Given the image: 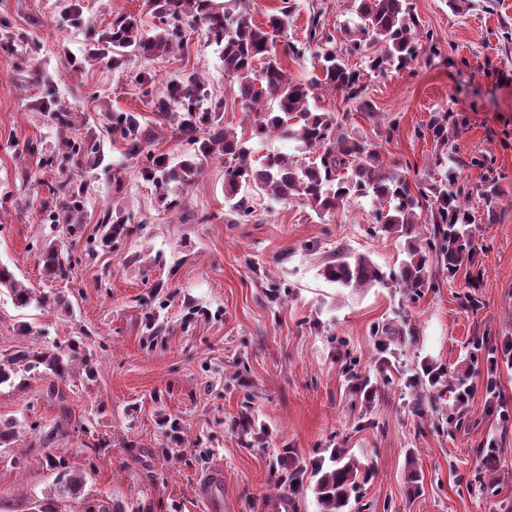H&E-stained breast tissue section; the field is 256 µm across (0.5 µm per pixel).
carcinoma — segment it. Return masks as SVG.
<instances>
[{"label": "carcinoma", "instance_id": "1", "mask_svg": "<svg viewBox=\"0 0 512 512\" xmlns=\"http://www.w3.org/2000/svg\"><path fill=\"white\" fill-rule=\"evenodd\" d=\"M148 7L159 19L151 36L144 34L139 20L132 16L112 19V67H121L132 54L168 51L173 25L189 14L199 15L207 24L208 40L220 50L224 76L236 85L242 110L254 116L252 137L260 145L271 137L286 138L298 151H312L317 157L309 163L281 153L254 157L255 147L224 124L221 102L199 111V103L209 92L203 82L189 77L166 85L156 101L153 125L142 121L136 112L112 113V141L120 143L125 154L144 157L141 174L146 181L159 189L172 182L188 187L205 163L214 158L224 160V202L231 224L252 221L255 192L276 202L305 201L321 218L368 199L376 228L406 238L407 256L398 268L384 271L369 256L339 248L322 269L327 282L344 288L389 282L419 298L442 275L453 285L463 269L468 283L476 286L481 275L480 248L470 230L476 216L469 199L477 195L488 222L494 221L498 186L492 158L482 153L470 156L469 165L485 170L486 175L476 192L464 191L457 176L461 162L457 156L458 122L446 112H435L427 128L416 130L415 136L431 137L442 173L431 184L411 180L410 164L384 165L375 145L349 130V113L325 112L317 106L316 89L324 87L342 93L344 100L372 119L377 113L365 99L361 72L349 65L350 58L364 56L370 71L383 75L411 66L425 47L430 55H439L432 40L421 42L411 0H347L351 18L340 27V41L327 29L323 11L313 13L306 42L288 45V54L301 58L310 51L317 61L320 74L306 83L289 77L277 47V37L285 31L294 10L293 0H286L279 13L270 15L262 25L241 13L242 0H148ZM164 125L174 138L191 146V151L175 162L149 149ZM65 147L66 153L83 155L91 163L100 158L99 145L92 139H67ZM53 194L71 196L62 210L73 216L80 212L71 179L57 183ZM99 227L101 243L107 246L131 235L129 219L119 209L107 211ZM40 252L46 280L72 279L74 264L70 258L63 259L58 242L44 243ZM3 291L18 308L54 306L60 301L54 295L34 296L6 266H0V293ZM84 360L85 353L76 342L66 352L57 347L20 350L0 359V386L36 372L54 385L64 384L71 379L75 363ZM18 434L15 421L0 419V447L13 444ZM45 463L56 474L54 488L52 494L33 499V509L61 512L58 502L80 497L87 477L49 452ZM368 474V466L357 456L334 449L328 459L314 465L318 512H352V502L359 501V489ZM82 502L81 512H128L119 501L110 504L88 496Z\"/></svg>", "mask_w": 512, "mask_h": 512}]
</instances>
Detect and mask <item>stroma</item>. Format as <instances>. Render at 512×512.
Instances as JSON below:
<instances>
[{
  "label": "stroma",
  "instance_id": "stroma-1",
  "mask_svg": "<svg viewBox=\"0 0 512 512\" xmlns=\"http://www.w3.org/2000/svg\"><path fill=\"white\" fill-rule=\"evenodd\" d=\"M147 0H77L84 23L61 20L66 0H0V265L34 292L64 297L65 307L20 309L0 294V357L33 347L80 342L94 378L76 368L64 400L49 397V380L26 377L0 386V419L19 425L12 447L0 450V504L26 512L30 499L52 488L45 453L85 472L84 495L119 500L135 512H317L311 488L277 486L284 469L310 468L336 448L372 469L360 490L366 512H512V365L500 369L501 402L480 391L488 349L512 342V0H411L423 33L442 57L419 55L409 67L365 72L376 119L342 94L322 89L319 105L349 113L358 135L375 143L384 163L409 161L429 181L437 171L431 139L415 130L432 113L450 112L466 125L462 157L483 151L500 172L498 223L472 225L483 278L426 289L409 299L392 285L343 288L326 282L322 266L339 248L368 255L383 269L399 265L406 242L372 231L368 200L318 217L301 200L257 197L252 222L230 224L224 212V164L213 159L189 187L170 184L180 208L166 209L141 176L139 160L113 143L112 115L155 119L153 101L172 80L196 75L224 103V122L243 138L245 116L205 23L184 27V42L158 56L133 55L122 69L86 56L116 16L155 20ZM344 0H295L278 46L303 40L310 14L328 26L344 21ZM81 56V68L67 57ZM154 82L143 86L139 74ZM77 113L75 136L100 146L98 164H84L77 232L59 223L48 187L67 178L51 166L61 154L59 126L42 100ZM399 131L388 134L389 117ZM118 206L137 228L115 248L95 246L102 211ZM61 240L77 259L72 281H45L40 248ZM289 285L271 300V285ZM401 333L373 336L374 323ZM446 380L465 377L477 393L468 421L457 425L449 396L413 408L409 380L424 367ZM369 379L371 399L352 390ZM70 422L41 448L30 423L52 425L61 407ZM495 440L498 460L489 493L470 489L483 444ZM416 481H409V473Z\"/></svg>",
  "mask_w": 512,
  "mask_h": 512
}]
</instances>
